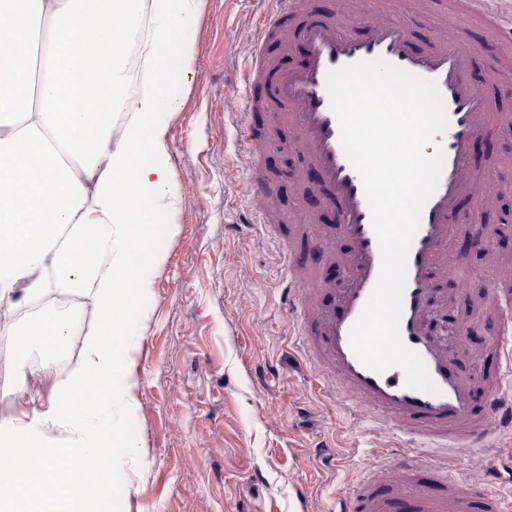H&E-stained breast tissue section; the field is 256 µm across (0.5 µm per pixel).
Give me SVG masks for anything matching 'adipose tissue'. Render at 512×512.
<instances>
[{
    "mask_svg": "<svg viewBox=\"0 0 512 512\" xmlns=\"http://www.w3.org/2000/svg\"><path fill=\"white\" fill-rule=\"evenodd\" d=\"M200 2L0 0V301L50 288L98 315L49 397L16 382L28 407L0 422V512H102L120 491L112 460L130 443L111 421L86 425L87 401L103 390L138 406L129 330L144 315L130 306L153 292L181 202L168 125ZM124 33L139 39L134 76ZM70 333L48 311L21 341L52 350Z\"/></svg>",
    "mask_w": 512,
    "mask_h": 512,
    "instance_id": "ef3b65f1",
    "label": "adipose tissue"
}]
</instances>
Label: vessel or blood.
<instances>
[{"label":"vessel or blood","instance_id":"obj_1","mask_svg":"<svg viewBox=\"0 0 512 512\" xmlns=\"http://www.w3.org/2000/svg\"><path fill=\"white\" fill-rule=\"evenodd\" d=\"M277 3V9L260 19L253 30L257 50L245 63L241 77L243 109L247 112L255 110L254 88L266 80L271 68L262 47L285 33L289 17L311 10L310 0ZM372 16L358 38L333 18L308 22L299 31L307 53L304 67L279 73L271 87L274 97L288 107L285 117L298 133L295 149L322 174L328 200L336 206L339 231L356 244L352 253L340 258L350 277L334 312L314 305L311 296L322 290V281L298 265L291 248L280 247L285 279L307 288L306 293L289 296L286 310L296 319L300 345L321 377L334 379L353 402L366 405L377 424L412 434L434 447L473 448L484 439L486 422L473 413V376L455 369L459 352L449 349L431 327L438 301L433 282L448 262L449 242L460 225H467L478 238L486 236L477 213L460 215L456 201L463 188L476 179L471 142L492 124L494 116L483 90L469 77L477 53L467 41L460 39L419 52L412 46L410 18L390 17L377 7ZM377 59L432 83L447 120L446 129L425 148L429 155L442 152L444 162L410 244L399 320L403 343L427 368L433 384L429 391L409 387L403 368L392 367L381 373L370 370L350 343L351 328L376 286L382 259L361 178L343 153L327 78L331 71ZM295 234L315 249L336 252L334 238L319 230L311 216L302 217ZM493 354L501 371L489 383L488 392L499 418L512 426V395L502 394L504 377L512 375V344L496 341ZM391 507L387 495L376 492L368 480L357 494L339 500L336 512H390ZM403 508L405 512H471L472 504L464 481L452 477L439 496L415 485Z\"/></svg>","mask_w":512,"mask_h":512}]
</instances>
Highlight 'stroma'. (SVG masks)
Here are the masks:
<instances>
[{
    "label": "stroma",
    "mask_w": 512,
    "mask_h": 512,
    "mask_svg": "<svg viewBox=\"0 0 512 512\" xmlns=\"http://www.w3.org/2000/svg\"><path fill=\"white\" fill-rule=\"evenodd\" d=\"M272 0H202L192 31L183 102L169 122L170 165L182 203L161 240L164 259L153 294L141 301L146 318L131 336L139 406L112 421L133 446L112 466L123 493L107 500V512H335L385 457L409 444L397 430L375 424L341 389L318 377L296 348V325L282 307L288 285L276 242L288 241L305 213L323 230L336 225V208L319 170L292 144L296 130L278 120L270 86L256 87L265 104L241 115L237 96L241 70L253 53L252 30ZM503 26H487L457 10L454 0H434L432 12L415 23V46L434 35L462 36L478 50L481 65L471 74L482 82L486 67L512 49L505 29L512 0H491ZM502 122L484 132L486 147L474 148L476 176L503 190L480 213L490 248H466L471 235L458 233L449 264L462 285L441 313L463 319L460 366L477 379L475 408L484 412L487 384L499 370L491 349L507 335L512 306L482 308V295L512 281V78L490 90ZM247 122L272 145L251 157L235 141ZM264 191H249L251 176ZM278 216L274 230L252 223L251 210ZM299 265L316 270L325 289L315 301L335 306L348 270L300 240ZM72 340L60 359L35 345L16 346L0 335V420L22 409L14 390L18 371L30 390L49 394L82 351ZM45 362L48 375L31 374ZM512 430L494 429L488 447L441 453L449 475H463L468 493L507 492L512 466Z\"/></svg>",
    "instance_id": "stroma-1"
}]
</instances>
